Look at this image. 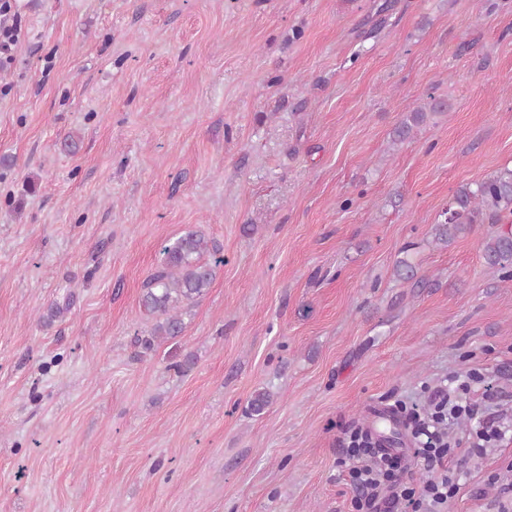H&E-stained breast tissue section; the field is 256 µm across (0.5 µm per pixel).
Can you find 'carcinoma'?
Returning a JSON list of instances; mask_svg holds the SVG:
<instances>
[{
	"label": "carcinoma",
	"mask_w": 512,
	"mask_h": 512,
	"mask_svg": "<svg viewBox=\"0 0 512 512\" xmlns=\"http://www.w3.org/2000/svg\"><path fill=\"white\" fill-rule=\"evenodd\" d=\"M448 111V103L432 95L424 106L408 113L394 128L391 142L402 144L411 137L413 130L426 121L428 114ZM512 217V168H504L481 181L466 184L453 194L448 207L432 228V242L448 245L460 234L471 232L475 224H503ZM487 269L502 282L512 281V228L485 238L481 248ZM209 259H204V256ZM224 264L219 249L198 231L188 230L163 248L161 263L144 280L141 306L157 317L149 335L136 338V344L150 351L156 340L173 339L184 329L183 311L196 303L210 288L218 267ZM393 275L398 281L414 282L417 288H430L434 283L428 279H415L416 270L408 258L395 263ZM272 403V394L267 390L253 394L249 409L255 415L262 414ZM388 418L383 426L388 433L386 441L397 446L402 444L399 422Z\"/></svg>",
	"instance_id": "1"
}]
</instances>
